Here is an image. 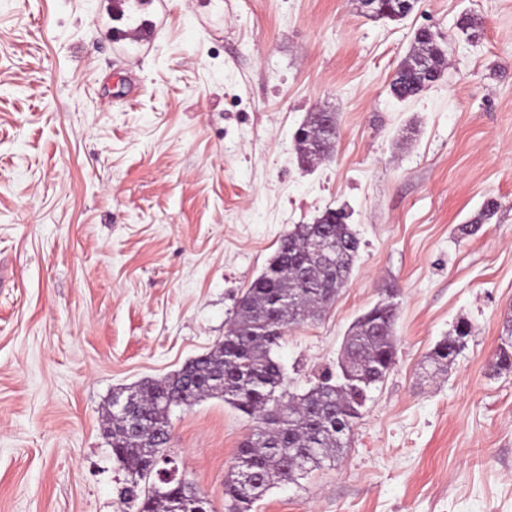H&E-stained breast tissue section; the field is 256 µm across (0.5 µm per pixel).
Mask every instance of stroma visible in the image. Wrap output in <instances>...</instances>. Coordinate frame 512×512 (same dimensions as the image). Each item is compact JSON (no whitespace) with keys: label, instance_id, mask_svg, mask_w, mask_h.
Masks as SVG:
<instances>
[{"label":"stroma","instance_id":"obj_1","mask_svg":"<svg viewBox=\"0 0 512 512\" xmlns=\"http://www.w3.org/2000/svg\"><path fill=\"white\" fill-rule=\"evenodd\" d=\"M141 16L151 34L131 42L112 0H0V512H131L103 430L113 391L223 340L280 238L329 207L361 241L350 279L272 356L303 393L389 297L396 363L335 465L255 512H512V370L494 368L512 316V0H418L400 21L358 0H151ZM424 27L443 72L397 100ZM316 107L338 132L305 169L293 137ZM463 319L465 349L427 378ZM170 421L167 454L224 512L254 422L220 398Z\"/></svg>","mask_w":512,"mask_h":512}]
</instances>
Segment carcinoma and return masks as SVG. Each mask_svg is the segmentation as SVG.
<instances>
[{"instance_id": "cac0c4a2", "label": "carcinoma", "mask_w": 512, "mask_h": 512, "mask_svg": "<svg viewBox=\"0 0 512 512\" xmlns=\"http://www.w3.org/2000/svg\"><path fill=\"white\" fill-rule=\"evenodd\" d=\"M151 0H116L118 18L132 21L130 33L148 29L137 11ZM408 11L399 0H379L374 19L401 20ZM442 50L433 33L416 32L411 47L390 82L394 97L419 96L441 76ZM323 109L312 114L294 134V147L308 167L329 155L337 129L323 128ZM343 209H325L311 224H296L282 237L263 272L239 299L234 318L208 352L188 361L175 373L145 380L112 392L105 408L104 432L112 455L123 465L129 486L123 492L136 512H208L206 500L193 483L169 477L163 485L140 490V481L157 472L171 433L172 402L183 393L194 404L208 397L224 403L257 423L252 437L237 452L224 479V512H252L278 482H294L324 462H334L350 443L369 393L386 378L395 363V304L381 300L350 325L338 370L321 374L302 394L286 389L285 374L272 357L285 329L319 318L348 282L358 258L360 238L347 223ZM329 238L333 251L312 254L313 242ZM469 325L436 343L428 356L431 377L448 369L449 355L465 345ZM496 368H512V319L501 336ZM134 401L143 420L139 431L113 408L114 399Z\"/></svg>"}]
</instances>
